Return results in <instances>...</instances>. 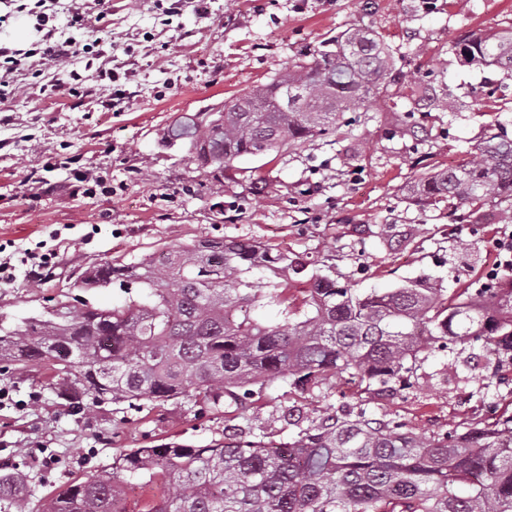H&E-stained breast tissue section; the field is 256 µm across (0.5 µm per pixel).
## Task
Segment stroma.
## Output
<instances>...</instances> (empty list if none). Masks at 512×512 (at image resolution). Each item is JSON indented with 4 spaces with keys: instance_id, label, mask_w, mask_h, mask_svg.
I'll return each instance as SVG.
<instances>
[{
    "instance_id": "35a3bbf8",
    "label": "stroma",
    "mask_w": 512,
    "mask_h": 512,
    "mask_svg": "<svg viewBox=\"0 0 512 512\" xmlns=\"http://www.w3.org/2000/svg\"><path fill=\"white\" fill-rule=\"evenodd\" d=\"M88 19L73 31L88 51L38 64L21 59L16 91L0 102V254L14 277L0 280V315H39L57 301L121 304L117 286L78 287L80 267L130 263L201 238L258 241L318 256L316 273L354 287L391 289L426 279L455 295L483 287L498 239L512 223L498 210L454 224L445 206L411 195L418 176L457 166L488 134L512 138V77L464 63L455 43L512 26V0H73ZM14 14L0 44L25 51L43 28ZM356 27L392 49L398 70L368 111L348 112L334 131L302 147L235 161L213 178L168 125L288 71L316 42ZM116 71L118 82L105 79ZM420 79L457 109L411 111ZM77 82L79 96L55 85ZM123 111L103 110L114 87ZM84 181H77V174ZM49 254L51 270L33 275L26 252ZM428 357L416 389L380 399L416 433L481 427L512 413V395L482 346L457 369ZM47 364L0 361V467L26 475V512L75 479L112 465L135 448L168 442L197 447L224 435V415L196 416L179 397L142 411L106 403L77 411L59 393ZM343 380L302 391L269 383L259 408L239 428L280 429L289 407L352 403Z\"/></svg>"
}]
</instances>
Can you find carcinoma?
Returning a JSON list of instances; mask_svg holds the SVG:
<instances>
[{
    "instance_id": "obj_1",
    "label": "carcinoma",
    "mask_w": 512,
    "mask_h": 512,
    "mask_svg": "<svg viewBox=\"0 0 512 512\" xmlns=\"http://www.w3.org/2000/svg\"><path fill=\"white\" fill-rule=\"evenodd\" d=\"M460 54L512 75V27L472 37ZM393 51L350 29L314 44L292 69L246 90L214 116L168 129L219 179L244 156L300 147L366 112L389 92ZM427 204L477 213L512 199V140L492 135L455 168L416 185ZM306 254L241 239H202L131 263L83 270L84 288L119 286L118 307L60 301L36 317L0 319V359L50 364L67 391L91 403L147 404L191 397L200 408L247 411L268 381L313 389L332 378L382 396L413 387L424 352L463 354L477 342L512 370V286L491 278L463 298L426 280L360 292L325 276L307 280L304 309L290 277ZM281 307L270 322L263 311ZM273 439L224 425L202 448L169 442L135 448L50 501L45 512H512V415L492 427L427 435L366 403L321 414L302 407ZM25 474H0V500ZM158 484L160 498L129 509L123 484Z\"/></svg>"
}]
</instances>
